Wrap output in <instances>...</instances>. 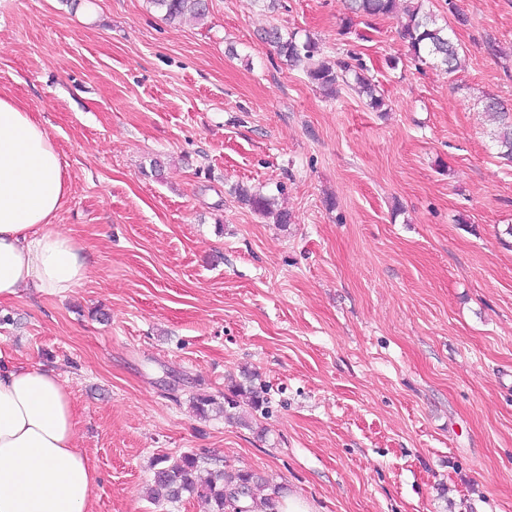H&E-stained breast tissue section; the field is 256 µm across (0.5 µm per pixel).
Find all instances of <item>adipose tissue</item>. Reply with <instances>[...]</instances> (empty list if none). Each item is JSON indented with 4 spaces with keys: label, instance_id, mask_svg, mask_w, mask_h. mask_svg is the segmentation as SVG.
Wrapping results in <instances>:
<instances>
[{
    "label": "adipose tissue",
    "instance_id": "adipose-tissue-1",
    "mask_svg": "<svg viewBox=\"0 0 512 512\" xmlns=\"http://www.w3.org/2000/svg\"><path fill=\"white\" fill-rule=\"evenodd\" d=\"M68 193L46 127L0 93V299L26 287L63 295L87 279L85 247L54 222ZM76 429L60 374L15 363L0 348V512H91L100 475Z\"/></svg>",
    "mask_w": 512,
    "mask_h": 512
}]
</instances>
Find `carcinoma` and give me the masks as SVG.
<instances>
[{"label":"carcinoma","mask_w":512,"mask_h":512,"mask_svg":"<svg viewBox=\"0 0 512 512\" xmlns=\"http://www.w3.org/2000/svg\"><path fill=\"white\" fill-rule=\"evenodd\" d=\"M350 13L357 17H395L399 23V34L414 58L426 64H440L447 70L459 68L460 58L450 35V25L440 24L438 16L424 8L425 0H409L404 10H399L398 0H348ZM154 6L164 12L165 20L175 23L187 17L203 18L208 13V0H152ZM264 40L272 46L277 55L291 66L302 65L308 78L321 88L334 95L340 81L353 74V90L368 99V105L379 111L384 102L377 95L376 85L362 74L363 65L348 60L338 59L331 63L320 59L319 44L307 36L301 40L292 32L287 35L273 27L265 32ZM486 111L499 117V125L494 133V140L500 148L501 157L512 161V114L505 111L496 102H489ZM238 197L251 205L252 209L267 212L271 209L272 198L260 194L252 195L247 190L236 188ZM236 396L250 395L251 405L258 409L264 404L260 392L238 382L233 385ZM160 467L154 472L150 486L151 498L157 502H176L187 493L207 501L211 512H276V494L278 491L255 501L253 494V477L244 472L218 471L213 477L202 483L198 480L200 457L185 453L173 462L168 457L158 459Z\"/></svg>","instance_id":"obj_1"}]
</instances>
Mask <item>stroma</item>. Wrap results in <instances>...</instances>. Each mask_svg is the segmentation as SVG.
Masks as SVG:
<instances>
[{
	"instance_id": "35a3bbf8",
	"label": "stroma",
	"mask_w": 512,
	"mask_h": 512,
	"mask_svg": "<svg viewBox=\"0 0 512 512\" xmlns=\"http://www.w3.org/2000/svg\"><path fill=\"white\" fill-rule=\"evenodd\" d=\"M283 3L171 24L151 0H0V90L51 135L55 222L92 256L70 293L0 300V348L64 379L92 512H208L147 496L185 453L313 512H512V162L481 103L512 109V0H430L468 18L452 73L395 20L345 34V0ZM273 25L359 57L385 111L324 95ZM247 372L266 412L193 409Z\"/></svg>"
}]
</instances>
